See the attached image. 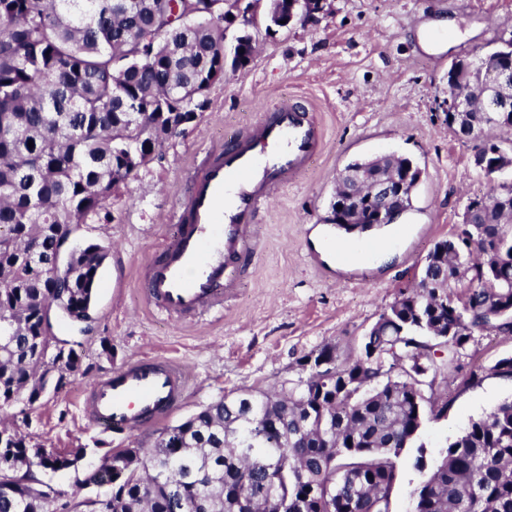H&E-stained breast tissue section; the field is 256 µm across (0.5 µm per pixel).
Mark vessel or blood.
<instances>
[{
	"label": "vessel or blood",
	"mask_w": 512,
	"mask_h": 512,
	"mask_svg": "<svg viewBox=\"0 0 512 512\" xmlns=\"http://www.w3.org/2000/svg\"><path fill=\"white\" fill-rule=\"evenodd\" d=\"M325 129L301 97L268 106L245 130L212 149L183 176L186 207L166 223L174 233L141 277L150 306L173 316H203L232 297L261 243V214L323 150ZM183 364L146 357L96 381L84 414L103 431L124 433L163 421L182 400Z\"/></svg>",
	"instance_id": "obj_1"
}]
</instances>
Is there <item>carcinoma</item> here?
<instances>
[{"label":"carcinoma","mask_w":512,"mask_h":512,"mask_svg":"<svg viewBox=\"0 0 512 512\" xmlns=\"http://www.w3.org/2000/svg\"><path fill=\"white\" fill-rule=\"evenodd\" d=\"M224 0H0V409L43 394L37 365L47 344L43 317L68 296L69 318L89 319L105 258L81 248L56 279L34 270L55 257L66 230L85 222L152 157L155 145L196 118L224 78ZM487 96L471 94L466 115L491 142L512 112L485 118ZM33 146H28V143ZM512 194L498 185L471 199L469 223L446 239L448 254L423 268L426 287L397 299L358 351L324 345L299 360L329 356L328 374L308 373L272 391L240 389L165 429L151 448L113 450L90 477L107 493L90 512H174L173 503L210 499V512H392L404 449L426 420L446 415L440 391L461 369L476 329L512 335ZM469 273L465 291L458 265ZM436 348L418 380L387 369L396 358ZM70 351L55 376L78 367ZM512 378V356L470 370L464 385ZM0 444V512H50L62 493L37 477L84 456L27 444L18 429ZM412 512H512V399L473 420L439 452L410 491Z\"/></svg>","instance_id":"obj_1"}]
</instances>
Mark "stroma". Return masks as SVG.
Listing matches in <instances>:
<instances>
[{
  "instance_id": "1",
  "label": "stroma",
  "mask_w": 512,
  "mask_h": 512,
  "mask_svg": "<svg viewBox=\"0 0 512 512\" xmlns=\"http://www.w3.org/2000/svg\"><path fill=\"white\" fill-rule=\"evenodd\" d=\"M268 5L260 0L250 29L257 51L249 66L225 71L195 120L166 140L74 233L76 243H96L107 252L89 331L73 330L62 314L53 318L55 335L77 343L79 371L37 402L22 400L0 411V420L18 427L30 444L60 454L84 449L78 469L45 476L73 502L98 494V487L82 481L99 464L102 449L153 447L162 427L109 434L89 426L82 401L95 381L146 355L179 358L189 385L165 420L173 426L224 393L269 389L298 376L299 360L323 345L344 354L357 351L378 316L401 293L419 287L434 243L460 233L469 200L490 188L473 166V142L448 126V69L454 60L512 40V0H336L329 18L274 31L267 28ZM438 18L450 22L437 35L446 48L428 53L418 47L416 29ZM289 94L319 109L326 147L294 185L274 197L252 273L236 299L222 314L194 325L148 310L142 267L173 232L164 218L185 201L184 167L254 122L271 100ZM384 154L410 158L422 170L398 232L379 234L393 259L377 254L347 263L328 256L323 242L344 241L328 222L337 174L354 160ZM510 354L512 336L477 331L463 362L488 367ZM464 379L460 373L449 381L447 415L426 421L419 447L401 455L393 512H408L409 493L425 478L414 466L416 457L433 463L471 420L512 399V379L489 376L472 387Z\"/></svg>"
}]
</instances>
